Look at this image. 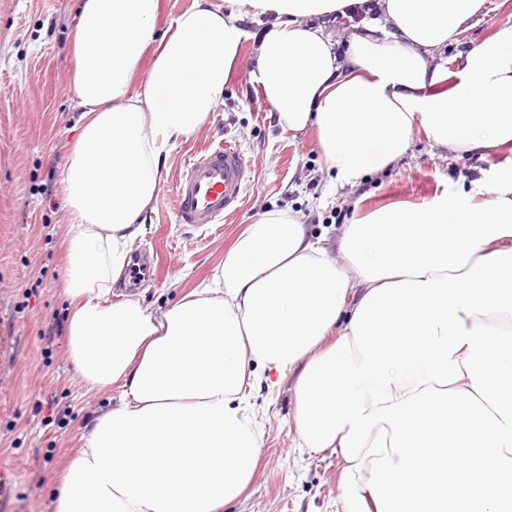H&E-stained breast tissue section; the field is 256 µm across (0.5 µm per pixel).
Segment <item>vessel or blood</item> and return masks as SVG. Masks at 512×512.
<instances>
[{
  "label": "vessel or blood",
  "mask_w": 512,
  "mask_h": 512,
  "mask_svg": "<svg viewBox=\"0 0 512 512\" xmlns=\"http://www.w3.org/2000/svg\"><path fill=\"white\" fill-rule=\"evenodd\" d=\"M251 180V167L234 146L206 148L184 164L174 188V214L183 224H218L235 215Z\"/></svg>",
  "instance_id": "1"
}]
</instances>
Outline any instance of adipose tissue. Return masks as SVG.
Here are the masks:
<instances>
[{
  "mask_svg": "<svg viewBox=\"0 0 512 512\" xmlns=\"http://www.w3.org/2000/svg\"><path fill=\"white\" fill-rule=\"evenodd\" d=\"M368 0H81L67 148V351L84 388L119 390L62 476L56 512H220L250 484L247 396L295 374L299 447L343 461V512H512V159L493 183L377 211L339 257L289 212L260 216L210 278L154 313L113 301L162 158L224 98L266 17L252 79L290 131L314 129L341 184L434 145L512 148V25L449 60L485 0H380L338 58L324 23ZM155 54L143 91L129 79ZM192 0H160V8L156 17V28L165 31L171 21L183 10L187 9Z\"/></svg>",
  "mask_w": 512,
  "mask_h": 512,
  "instance_id": "1",
  "label": "adipose tissue"
}]
</instances>
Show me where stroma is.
Returning <instances> with one entry per match:
<instances>
[{"label": "stroma", "instance_id": "stroma-1", "mask_svg": "<svg viewBox=\"0 0 512 512\" xmlns=\"http://www.w3.org/2000/svg\"><path fill=\"white\" fill-rule=\"evenodd\" d=\"M78 0H0V512H55L53 490L99 412L117 392L86 391L66 354L65 337L41 330L66 325L67 271L60 241L69 220L62 194L64 148L78 136L80 111L70 81L69 35ZM512 25V0H487L481 22L460 43L437 49L455 56ZM258 44L246 40L224 100L208 121L166 159L168 176L144 215L133 250L158 258V277L114 300L140 301L161 312L208 277L236 237L263 213L285 210L325 237L336 252L344 230L337 211L356 218L391 205L416 206L435 194L469 189L512 157L503 149L480 159L434 146L415 130L405 155L369 170L355 187L340 186L323 163L313 131L283 130L253 83ZM237 145L254 170L238 213L199 228L177 222L172 189L195 151ZM293 378L249 398L263 431L256 475L231 512H341L343 467L331 452L296 445ZM70 414L58 417V408Z\"/></svg>", "mask_w": 512, "mask_h": 512}]
</instances>
